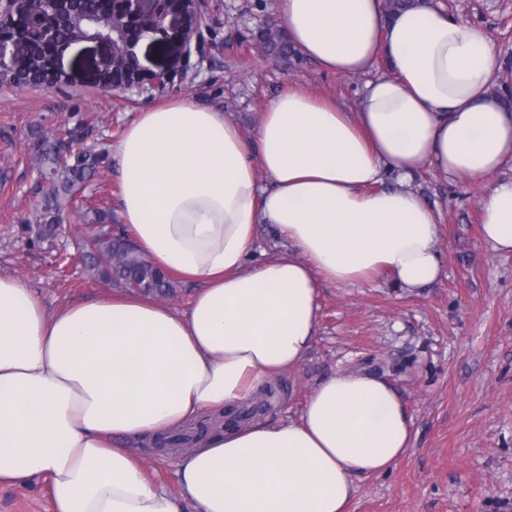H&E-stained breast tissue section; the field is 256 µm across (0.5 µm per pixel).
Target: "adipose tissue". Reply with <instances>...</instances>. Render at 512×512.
<instances>
[{"label": "adipose tissue", "mask_w": 512, "mask_h": 512, "mask_svg": "<svg viewBox=\"0 0 512 512\" xmlns=\"http://www.w3.org/2000/svg\"><path fill=\"white\" fill-rule=\"evenodd\" d=\"M289 41L324 71L365 76L354 108L300 84L253 136L175 98L140 112L114 145L120 214L138 247L196 287L186 313L135 294L48 312L0 276V486L45 480L54 512H348L359 476L411 445L401 395L339 371L298 420L214 431L179 456L177 490L129 444L251 398L297 365L317 332L320 283L385 272L435 282L441 214L406 184L424 170L493 183L481 239L512 252V106L492 87V41L432 0L386 16L381 0H279ZM389 72L373 76L379 61ZM399 181L383 188L385 178ZM288 242L248 256L258 225Z\"/></svg>", "instance_id": "adipose-tissue-1"}]
</instances>
